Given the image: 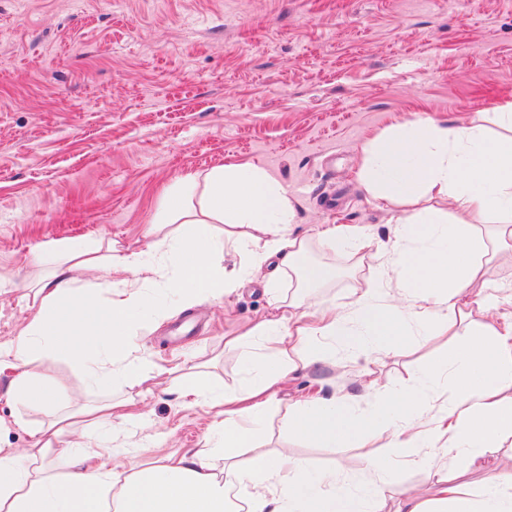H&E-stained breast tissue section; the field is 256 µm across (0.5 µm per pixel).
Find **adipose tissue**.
<instances>
[{"instance_id":"1","label":"adipose tissue","mask_w":512,"mask_h":512,"mask_svg":"<svg viewBox=\"0 0 512 512\" xmlns=\"http://www.w3.org/2000/svg\"><path fill=\"white\" fill-rule=\"evenodd\" d=\"M508 136L490 138L480 126L453 129L420 119L367 153L360 179L374 197L416 203L432 195L449 198L459 218L444 222L426 207L401 221L398 235L379 257L385 277L368 282L331 308L305 310L285 299L277 284L291 278L301 288H317L331 275L328 263H308L314 242L371 247L357 224H327L314 233L293 231L295 210L287 190L263 168L228 164L203 176H189L182 194L167 197L165 215L152 221L150 249L112 251L98 257L79 246L65 249L33 288L29 314L15 335L0 342V364L16 371L10 398L27 406H49L56 389L41 373L47 362L76 359L90 374L132 372L134 383L164 370L140 353L138 330L144 315L166 314L142 290L161 268L154 249L176 258L177 309L233 294L242 281L268 271L271 311L244 334L230 336L231 348L252 347L254 380L246 387L214 395L208 378L195 375L196 399L219 406L223 417L212 434L219 445L141 466L94 449L76 448V426L101 421L119 425L128 414L119 402L77 405L35 427L0 419V431L26 430L25 451L0 446V512H231L227 482H234L245 512H383V488L399 463L426 466L434 459L478 458L504 435H512V320H468L473 286L486 264L512 263V102L497 112ZM222 233H215V223ZM246 251L245 263L224 269L226 253ZM107 267L112 280L80 282L79 269ZM289 315H281V307ZM433 325L466 335L448 358L427 364L416 384L394 386L370 381L361 393L329 395L288 405L291 437L316 440L327 448L359 441H384L382 457L365 461L368 497L353 495L336 473L316 472L287 450L254 452L261 419L293 374L324 364L328 349L352 354L388 353L402 347L410 325ZM371 410L357 408L360 397ZM70 458L65 476L53 472L56 456ZM484 498H476L460 474L440 473L433 498L403 491L398 512H512V470L482 473Z\"/></svg>"}]
</instances>
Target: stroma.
Wrapping results in <instances>:
<instances>
[{
  "instance_id": "1",
  "label": "stroma",
  "mask_w": 512,
  "mask_h": 512,
  "mask_svg": "<svg viewBox=\"0 0 512 512\" xmlns=\"http://www.w3.org/2000/svg\"><path fill=\"white\" fill-rule=\"evenodd\" d=\"M512 101V0H0V342L18 304L45 272L37 246L61 242L109 250L146 248L150 219L189 175L251 163L287 189L295 232L360 224L375 242L394 240L404 205L373 199L358 178L366 145L408 122L484 126L499 136L497 106ZM311 260L334 273L310 289L313 304L340 303L372 276L374 252L314 244ZM269 310L259 283L147 325L141 353L168 367L152 392L128 379L88 382L81 364L49 370L56 402L133 400L138 418L108 422L85 441L146 463L202 447L213 421L181 395L202 371L237 390L250 374L244 348L224 339ZM390 354L358 358L336 346L328 363L298 374L263 418L264 448L291 449L316 469L349 463L351 488L365 479L360 448L289 440L288 402L359 390L378 378L399 385L453 344L411 327ZM430 467L400 466L386 486L430 491Z\"/></svg>"
}]
</instances>
